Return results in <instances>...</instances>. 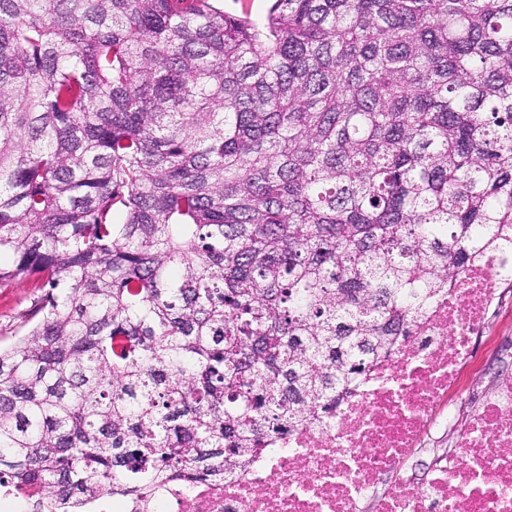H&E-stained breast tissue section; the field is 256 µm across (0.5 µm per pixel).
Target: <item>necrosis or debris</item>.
<instances>
[{"label":"necrosis or debris","instance_id":"necrosis-or-debris-1","mask_svg":"<svg viewBox=\"0 0 512 512\" xmlns=\"http://www.w3.org/2000/svg\"><path fill=\"white\" fill-rule=\"evenodd\" d=\"M511 292L512 250L479 254L320 422L232 476L96 512H512V376L458 418L476 342ZM445 434L449 448L416 479L408 461Z\"/></svg>","mask_w":512,"mask_h":512}]
</instances>
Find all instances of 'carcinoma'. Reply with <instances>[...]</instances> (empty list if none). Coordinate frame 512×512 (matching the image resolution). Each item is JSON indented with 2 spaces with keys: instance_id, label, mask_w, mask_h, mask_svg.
I'll use <instances>...</instances> for the list:
<instances>
[{
  "instance_id": "carcinoma-1",
  "label": "carcinoma",
  "mask_w": 512,
  "mask_h": 512,
  "mask_svg": "<svg viewBox=\"0 0 512 512\" xmlns=\"http://www.w3.org/2000/svg\"><path fill=\"white\" fill-rule=\"evenodd\" d=\"M512 244V0H0V488L247 467ZM211 3L226 13L247 16L256 24H262L271 5L269 0H215ZM41 293L42 288L26 278L0 284V345L11 343L22 333L24 315Z\"/></svg>"
}]
</instances>
